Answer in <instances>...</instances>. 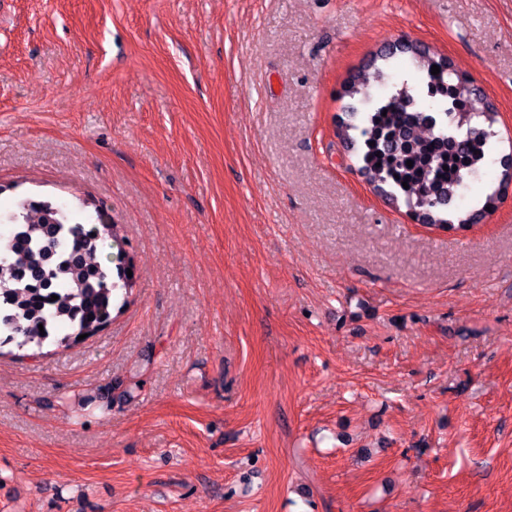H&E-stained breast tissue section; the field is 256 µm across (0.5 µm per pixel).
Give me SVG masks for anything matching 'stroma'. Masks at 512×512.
<instances>
[{
    "label": "stroma",
    "instance_id": "1",
    "mask_svg": "<svg viewBox=\"0 0 512 512\" xmlns=\"http://www.w3.org/2000/svg\"><path fill=\"white\" fill-rule=\"evenodd\" d=\"M390 42L498 113L470 210L512 0H0V212L91 202L135 266L0 356V512H512V187L451 236L367 184L336 93Z\"/></svg>",
    "mask_w": 512,
    "mask_h": 512
}]
</instances>
